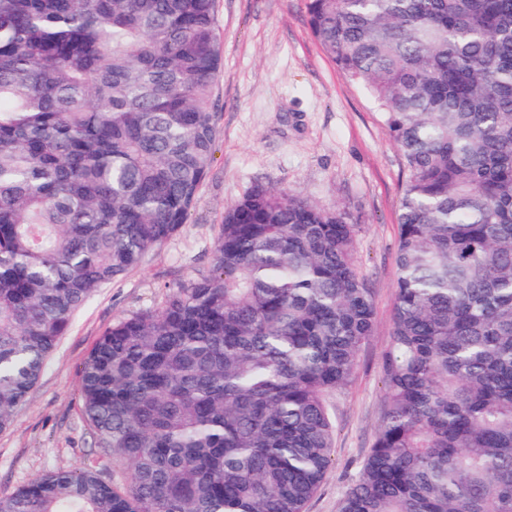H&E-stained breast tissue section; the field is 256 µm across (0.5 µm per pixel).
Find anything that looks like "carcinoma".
<instances>
[{
    "label": "carcinoma",
    "mask_w": 512,
    "mask_h": 512,
    "mask_svg": "<svg viewBox=\"0 0 512 512\" xmlns=\"http://www.w3.org/2000/svg\"><path fill=\"white\" fill-rule=\"evenodd\" d=\"M215 0H0V431L100 287L193 211ZM404 163L381 425L336 512H512V0H306ZM375 328L355 225L286 191L224 213L206 273L112 322L87 464L0 512H306Z\"/></svg>",
    "instance_id": "1"
}]
</instances>
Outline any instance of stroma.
I'll use <instances>...</instances> for the list:
<instances>
[{
  "mask_svg": "<svg viewBox=\"0 0 512 512\" xmlns=\"http://www.w3.org/2000/svg\"><path fill=\"white\" fill-rule=\"evenodd\" d=\"M223 66L213 86L214 159L189 221L123 279L76 312L10 429L0 431V494L57 469L112 461L80 412L84 361L112 321L160 309L169 288L209 270L226 209L257 184L345 214L356 227L357 268L374 289L376 328L356 374L334 403V461L307 512H336L378 432L395 297L402 157L383 112L314 38L306 0H215Z\"/></svg>",
  "mask_w": 512,
  "mask_h": 512,
  "instance_id": "35a3bbf8",
  "label": "stroma"
}]
</instances>
